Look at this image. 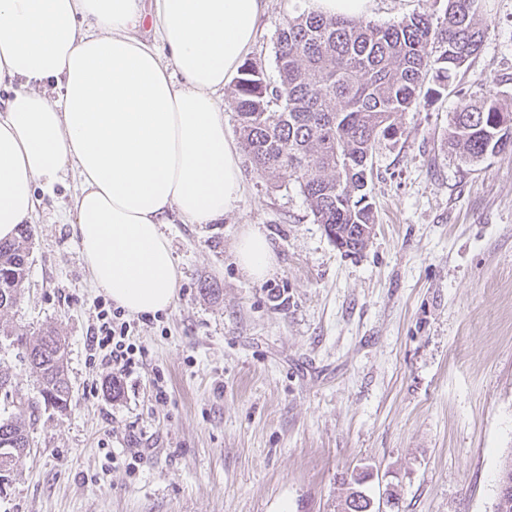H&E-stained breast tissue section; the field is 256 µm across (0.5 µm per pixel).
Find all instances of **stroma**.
Here are the masks:
<instances>
[{"mask_svg":"<svg viewBox=\"0 0 512 512\" xmlns=\"http://www.w3.org/2000/svg\"><path fill=\"white\" fill-rule=\"evenodd\" d=\"M445 7L370 0L364 19ZM490 9L471 67L402 113L397 140L377 143L375 224L360 254L344 255L314 223L297 183L271 188L246 159L224 218L165 226L177 298L136 317L141 352L113 397L111 370L87 359L109 297L64 222L77 185L66 174L32 217L27 280L8 317L60 330L72 403L64 416L41 412L0 512H336L344 477L361 471L373 498L398 492L383 512H495L512 453V155L470 165L444 145L469 96L512 102V0ZM304 10L266 0L247 58L267 81L278 79V30ZM249 228L276 256L260 281L234 259Z\"/></svg>","mask_w":512,"mask_h":512,"instance_id":"1","label":"stroma"}]
</instances>
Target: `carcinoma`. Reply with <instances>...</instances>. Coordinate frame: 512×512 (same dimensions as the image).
Listing matches in <instances>:
<instances>
[{
    "label": "carcinoma",
    "instance_id": "cac0c4a2",
    "mask_svg": "<svg viewBox=\"0 0 512 512\" xmlns=\"http://www.w3.org/2000/svg\"><path fill=\"white\" fill-rule=\"evenodd\" d=\"M488 0H448L441 21L419 13L390 25L307 12L277 33L279 79L257 66L240 67L231 97L240 136L256 172L299 185L317 224L347 254L361 252L375 223L366 182L376 143L395 139L397 119L421 93L440 96L453 76L480 53L489 34ZM448 151L464 163L512 154V110L495 95L453 113ZM31 225L0 241V314L18 303L28 271ZM21 351L41 399L24 398L0 366V494L27 457L41 407L63 414L72 399L66 340L55 328L30 332L0 321V348ZM341 512H376L360 480L339 502Z\"/></svg>",
    "mask_w": 512,
    "mask_h": 512
}]
</instances>
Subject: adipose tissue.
I'll return each instance as SVG.
<instances>
[{
  "instance_id": "obj_1",
  "label": "adipose tissue",
  "mask_w": 512,
  "mask_h": 512,
  "mask_svg": "<svg viewBox=\"0 0 512 512\" xmlns=\"http://www.w3.org/2000/svg\"><path fill=\"white\" fill-rule=\"evenodd\" d=\"M265 0H0V239L74 171L72 229L93 284L131 315L173 306L165 224L232 211L243 172L220 95L254 44ZM150 22L157 39L139 33ZM252 279L275 256L249 229Z\"/></svg>"
}]
</instances>
